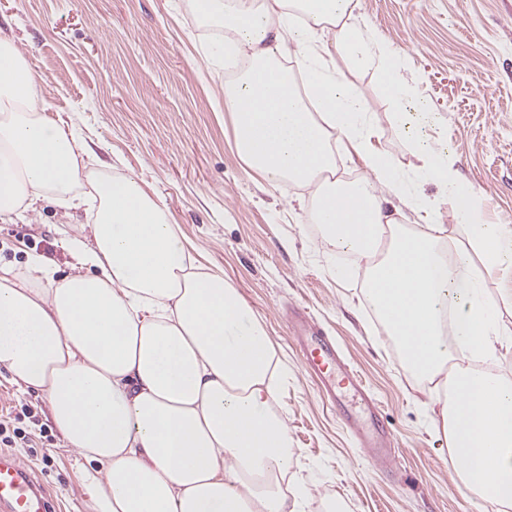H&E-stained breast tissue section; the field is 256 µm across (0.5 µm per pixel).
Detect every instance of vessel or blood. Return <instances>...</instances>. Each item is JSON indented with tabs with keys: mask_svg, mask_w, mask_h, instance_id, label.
<instances>
[{
	"mask_svg": "<svg viewBox=\"0 0 512 512\" xmlns=\"http://www.w3.org/2000/svg\"><path fill=\"white\" fill-rule=\"evenodd\" d=\"M297 341L303 368L320 379L334 406H341L342 395L348 393L358 398L367 418H376L378 406L331 341L311 327L301 330ZM356 434L361 445L371 449L376 459L386 458L390 443L386 433L360 427ZM0 512H50L47 497L28 465L3 454H0Z\"/></svg>",
	"mask_w": 512,
	"mask_h": 512,
	"instance_id": "1",
	"label": "vessel or blood"
}]
</instances>
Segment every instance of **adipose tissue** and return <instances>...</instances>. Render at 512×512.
<instances>
[{
	"label": "adipose tissue",
	"instance_id": "ef3b65f1",
	"mask_svg": "<svg viewBox=\"0 0 512 512\" xmlns=\"http://www.w3.org/2000/svg\"><path fill=\"white\" fill-rule=\"evenodd\" d=\"M194 4L210 25L208 60L247 64L224 84L239 155L268 183L312 187L322 245L370 259L363 304L428 383L460 491L512 512V380L468 365L512 355L501 314L512 290L495 300L485 289L512 271V225L485 223L481 195L421 135L411 175L375 148L364 97L335 57L383 73L392 102L408 89L395 50L353 22L355 0ZM291 52L297 78L279 64ZM46 110L39 72L0 38V222L48 199L83 210L92 236L69 240L76 263L62 277L41 256L0 265V368L41 393L66 447L97 463L86 477L97 512H308L305 483L283 484L295 453L272 406L281 366L266 329L223 270L193 263L155 191L88 170V147ZM340 147L362 157V179H336ZM423 183L464 226L456 245L443 225L407 229L384 213L387 192L429 214Z\"/></svg>",
	"mask_w": 512,
	"mask_h": 512
}]
</instances>
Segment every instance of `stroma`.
I'll return each mask as SVG.
<instances>
[{
  "label": "stroma",
  "instance_id": "35a3bbf8",
  "mask_svg": "<svg viewBox=\"0 0 512 512\" xmlns=\"http://www.w3.org/2000/svg\"><path fill=\"white\" fill-rule=\"evenodd\" d=\"M355 22L397 50L398 75L414 93L409 112L430 113L420 132L450 152L480 193L482 218L512 225V0H358ZM0 37L14 39L43 78L51 119L77 129L102 169L134 172L164 199L197 263L223 269L269 332L287 369L275 406L288 420L296 471L311 512H482L453 486L448 447L422 399L427 386L362 305L365 262L320 245L310 188L265 182L235 147L224 108L228 69L203 57L209 30L193 0H0ZM334 65L360 89L377 127V148L405 170L417 167L390 114L380 74ZM85 215L45 204L39 216L0 223V264L52 257L59 275L75 262L69 238L89 239ZM353 281L336 280V265ZM329 338L361 376L393 435L387 462L360 447L320 383L301 364L299 322ZM29 406L21 426L52 438V461L28 449L29 465L54 512H95L84 459L66 448L49 405L0 370V407Z\"/></svg>",
  "mask_w": 512,
  "mask_h": 512
}]
</instances>
